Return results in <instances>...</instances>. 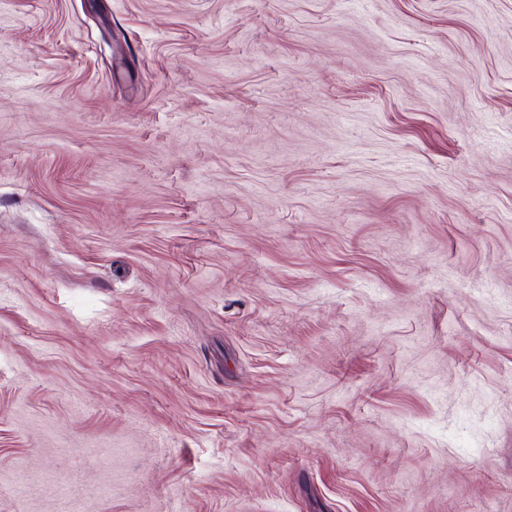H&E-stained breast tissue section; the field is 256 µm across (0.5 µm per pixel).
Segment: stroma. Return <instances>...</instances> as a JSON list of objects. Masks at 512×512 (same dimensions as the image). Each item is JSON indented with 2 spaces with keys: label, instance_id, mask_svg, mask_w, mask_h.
I'll return each instance as SVG.
<instances>
[{
  "label": "stroma",
  "instance_id": "35a3bbf8",
  "mask_svg": "<svg viewBox=\"0 0 512 512\" xmlns=\"http://www.w3.org/2000/svg\"><path fill=\"white\" fill-rule=\"evenodd\" d=\"M0 512H512V0H0Z\"/></svg>",
  "mask_w": 512,
  "mask_h": 512
}]
</instances>
